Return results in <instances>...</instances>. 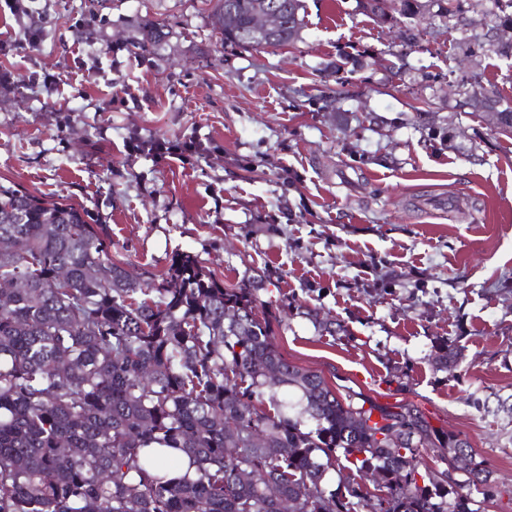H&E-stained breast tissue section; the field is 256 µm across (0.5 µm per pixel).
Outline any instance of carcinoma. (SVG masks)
Instances as JSON below:
<instances>
[{
    "instance_id": "cac0c4a2",
    "label": "carcinoma",
    "mask_w": 512,
    "mask_h": 512,
    "mask_svg": "<svg viewBox=\"0 0 512 512\" xmlns=\"http://www.w3.org/2000/svg\"><path fill=\"white\" fill-rule=\"evenodd\" d=\"M410 19L420 0H367ZM280 15L274 42L252 22ZM303 0H216L224 41L296 42ZM512 136V103L491 94ZM0 512H481L500 494L468 442L413 404L338 396L270 341L255 289L226 288L190 255L159 282L112 259V229L89 211L0 184ZM277 367L281 386L266 387ZM401 444L389 443L390 427ZM159 448L192 475L168 478ZM459 453L464 480L428 453ZM346 472L334 489L332 471ZM370 474L380 494L363 491Z\"/></svg>"
}]
</instances>
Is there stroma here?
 Returning a JSON list of instances; mask_svg holds the SVG:
<instances>
[{
  "instance_id": "obj_1",
  "label": "stroma",
  "mask_w": 512,
  "mask_h": 512,
  "mask_svg": "<svg viewBox=\"0 0 512 512\" xmlns=\"http://www.w3.org/2000/svg\"><path fill=\"white\" fill-rule=\"evenodd\" d=\"M216 0H30L0 13V182L83 205L112 257L159 279L196 256L249 281L291 363L465 439L512 512V137L469 94L512 101L490 50L501 0L453 28L305 0L301 37L242 49ZM194 140L189 162L133 150ZM462 357L433 368L436 346Z\"/></svg>"
}]
</instances>
